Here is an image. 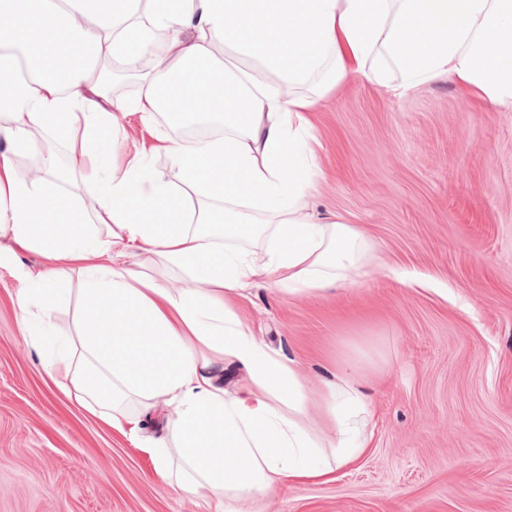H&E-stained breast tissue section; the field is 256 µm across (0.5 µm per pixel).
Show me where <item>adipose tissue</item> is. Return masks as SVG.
I'll return each instance as SVG.
<instances>
[{
	"mask_svg": "<svg viewBox=\"0 0 512 512\" xmlns=\"http://www.w3.org/2000/svg\"><path fill=\"white\" fill-rule=\"evenodd\" d=\"M222 48L245 66L218 64ZM157 49L164 68L144 74L137 98L103 111L101 89L85 81L97 57ZM351 75L393 96L445 76L512 112V0H0V137L24 145L34 128H83L70 165L96 187L92 210L73 208L45 184L16 180L0 157V233L58 262L29 278L27 301L57 308L74 267L91 317L74 336L26 329L52 348L60 386L147 453L165 484L215 512H243L277 483L328 482L371 447L368 367L337 356L311 392L296 361L268 351L235 308L259 283L321 296L368 274L370 238L340 219H311L322 171L309 114L320 96L295 90ZM165 86L180 96L161 102ZM163 108L224 122L208 138L158 136L198 203L147 155L119 166L102 145L122 116L149 123ZM202 224L268 244L218 257ZM151 267L187 271L190 283L164 288ZM229 367L245 376L232 390Z\"/></svg>",
	"mask_w": 512,
	"mask_h": 512,
	"instance_id": "1",
	"label": "adipose tissue"
}]
</instances>
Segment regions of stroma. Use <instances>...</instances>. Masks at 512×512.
Segmentation results:
<instances>
[{
    "instance_id": "stroma-1",
    "label": "stroma",
    "mask_w": 512,
    "mask_h": 512,
    "mask_svg": "<svg viewBox=\"0 0 512 512\" xmlns=\"http://www.w3.org/2000/svg\"><path fill=\"white\" fill-rule=\"evenodd\" d=\"M313 122L325 177L311 211L376 242L370 271L323 297L259 285L239 305L311 388L344 349L386 380L367 386L368 454L332 482L273 489L263 512H512V112L444 78L400 98L349 78ZM122 123L117 163L171 131L160 112ZM46 264L0 258V512H209L49 378L18 307L24 273ZM81 283L72 272L49 317L59 333L87 315Z\"/></svg>"
}]
</instances>
